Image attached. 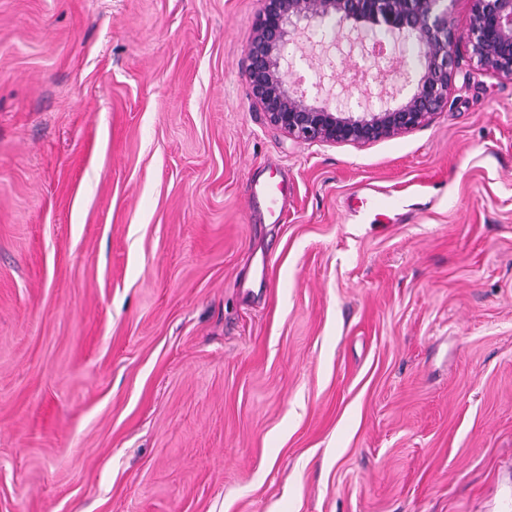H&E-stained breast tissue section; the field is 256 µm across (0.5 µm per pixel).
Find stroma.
<instances>
[{"label": "stroma", "mask_w": 512, "mask_h": 512, "mask_svg": "<svg viewBox=\"0 0 512 512\" xmlns=\"http://www.w3.org/2000/svg\"><path fill=\"white\" fill-rule=\"evenodd\" d=\"M260 8L0 0V512H512V79L298 141ZM254 193L262 194L269 202L268 215L277 223L282 218L283 205L286 198L284 187L281 183L256 182Z\"/></svg>", "instance_id": "1"}]
</instances>
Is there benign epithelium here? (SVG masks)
I'll list each match as a JSON object with an SVG mask.
<instances>
[{
  "mask_svg": "<svg viewBox=\"0 0 512 512\" xmlns=\"http://www.w3.org/2000/svg\"><path fill=\"white\" fill-rule=\"evenodd\" d=\"M444 2L261 0L246 46L247 78L259 111L292 138L362 146L411 132L447 105L457 68L455 47L461 42L479 69L511 79L512 0H469L462 31ZM327 22L334 23L333 39L311 41ZM302 36L326 59L344 38L368 63L376 86L393 87L403 80L411 88L398 92L393 106L367 105L360 112L331 106L288 78L283 66L288 46L300 43ZM407 44L420 49L412 80L405 66L392 64Z\"/></svg>",
  "mask_w": 512,
  "mask_h": 512,
  "instance_id": "7a95c632",
  "label": "benign epithelium"
}]
</instances>
